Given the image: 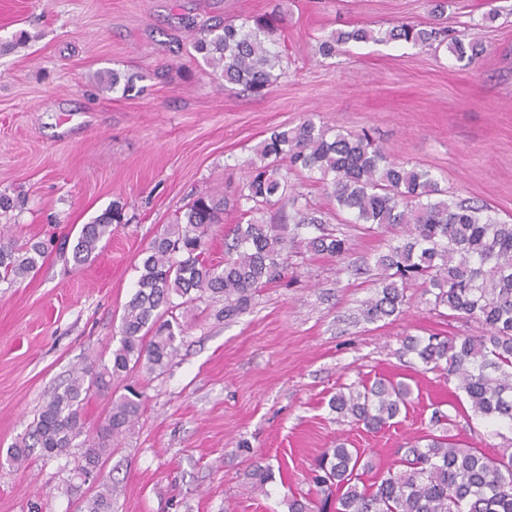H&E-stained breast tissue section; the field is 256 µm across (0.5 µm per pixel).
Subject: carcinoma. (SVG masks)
I'll list each match as a JSON object with an SVG mask.
<instances>
[{
  "label": "carcinoma",
  "mask_w": 512,
  "mask_h": 512,
  "mask_svg": "<svg viewBox=\"0 0 512 512\" xmlns=\"http://www.w3.org/2000/svg\"><path fill=\"white\" fill-rule=\"evenodd\" d=\"M288 21L276 3L262 15L236 24L223 21L194 31L190 45L222 85L254 93L281 77L277 35ZM404 41L421 48L450 43L460 61L472 63L486 51L475 32L449 35L441 26L408 23L386 30L358 27L332 30L317 40V51L333 58L350 42ZM305 175L323 185L336 211L366 231L387 227L392 238L375 261L374 297L362 304L368 322L402 312L406 292L418 287L432 309L482 325L479 336H408L403 345L421 362L457 381L472 415L512 428V224L488 205L448 195L428 169L398 162L367 132L329 126L310 113L296 126L273 130L244 162V176L232 193L198 194L173 223L142 252L136 291L124 306L119 345L94 373L74 369L41 408L28 432L7 450L22 465L31 451L47 456L67 451L83 433V408L92 391L108 390L112 379L131 369L164 372L178 355L183 336L176 311L203 296L224 299V318L250 310L256 293L288 270L302 251L337 257L345 242L331 235L305 236L324 220L310 212L306 195L291 183ZM238 214L224 265L204 258L209 228L224 211ZM119 206L108 207L82 226L72 249L75 264L96 257L99 244L122 223ZM48 247L42 241L21 246L0 243V282L13 283L40 269ZM110 403L104 422L85 448L75 471L93 472L112 455V440L129 431L141 412L140 394ZM410 388L378 378L340 388L329 407L343 418L378 431L407 406ZM356 448L324 449L314 460L313 482L320 498L295 496L288 512H512V448L494 454L463 447L447 434H426L406 449L404 469L388 470L367 484ZM116 487L104 483L84 502L83 512H112Z\"/></svg>",
  "instance_id": "cac0c4a2"
}]
</instances>
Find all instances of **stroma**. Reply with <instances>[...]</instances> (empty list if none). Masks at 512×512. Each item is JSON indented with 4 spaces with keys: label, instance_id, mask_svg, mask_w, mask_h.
Instances as JSON below:
<instances>
[{
    "label": "stroma",
    "instance_id": "1",
    "mask_svg": "<svg viewBox=\"0 0 512 512\" xmlns=\"http://www.w3.org/2000/svg\"><path fill=\"white\" fill-rule=\"evenodd\" d=\"M270 0H0V194L24 204L0 214V240L53 237L33 277L0 282V449L29 428L76 367L107 356L120 339L141 253L198 192L241 182L242 161L277 127L318 113L328 125L368 131L392 158L427 167L442 188L490 205L512 224V0H448L445 26L483 24L486 52L459 62L447 48L360 43L323 58L315 39L334 29L432 21L429 0H288L279 36L284 75L264 95L222 88L205 64L188 61L193 26L264 13ZM118 71L132 88H103ZM344 239L338 259L291 257L282 280L252 308L225 319L222 301L195 302L174 365L133 369L111 390L91 391L88 431L127 385L141 415L112 444L100 478H75L85 448L58 456L33 450L21 466L0 459V512H80L98 479L118 489L112 512H288L310 493V468L325 448L363 451L379 469L431 431L434 410L464 400L455 383L404 352L405 337L477 335L473 320L437 315L420 289L399 316L367 322L374 293L364 262L385 231L335 214L322 187L301 186ZM124 222L94 262L72 261L82 225L112 204ZM407 382L406 413L376 432L337 419L340 387L378 378ZM458 443L495 452L512 429L457 416ZM271 465L265 488L256 465Z\"/></svg>",
    "mask_w": 512,
    "mask_h": 512
}]
</instances>
